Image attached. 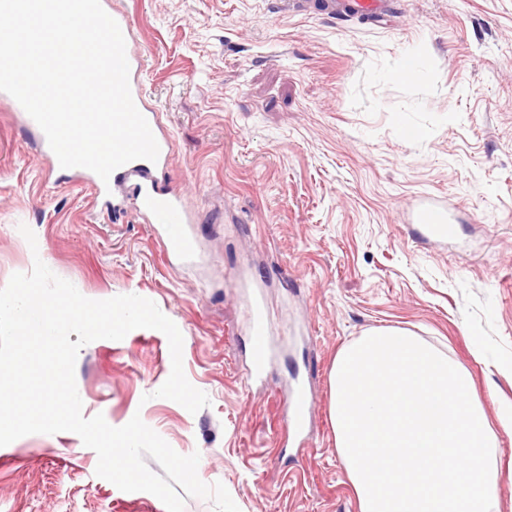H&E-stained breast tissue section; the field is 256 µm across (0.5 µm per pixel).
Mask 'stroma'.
<instances>
[{
  "mask_svg": "<svg viewBox=\"0 0 512 512\" xmlns=\"http://www.w3.org/2000/svg\"><path fill=\"white\" fill-rule=\"evenodd\" d=\"M132 19L148 104L171 147L205 254L167 252L146 218L91 186L48 182L0 101V288L41 259L84 296L152 300L183 336L189 413L156 397L166 336L136 329L81 348L84 417L141 416L240 512H359L329 416L338 350L380 326L413 330L467 368L488 418L512 403V0H390L388 17L288 12L282 0H109ZM424 58L413 81L392 76ZM428 136L405 137L403 126ZM437 199L453 238L419 237L410 209ZM30 227L29 247L18 230ZM261 280L282 338L248 385L247 290ZM306 385L303 435L285 428L286 384ZM72 432L0 447V512H166L95 474Z\"/></svg>",
  "mask_w": 512,
  "mask_h": 512,
  "instance_id": "obj_1",
  "label": "stroma"
}]
</instances>
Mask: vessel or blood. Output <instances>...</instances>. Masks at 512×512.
<instances>
[{"mask_svg":"<svg viewBox=\"0 0 512 512\" xmlns=\"http://www.w3.org/2000/svg\"><path fill=\"white\" fill-rule=\"evenodd\" d=\"M329 11L349 9L373 17L383 16L387 4L385 0H329ZM130 66V88L133 100L157 136L161 153H168L169 141L162 137L157 112L147 107L144 101L142 82L143 64L136 54L127 56ZM155 163L145 159L131 161L113 171L109 180H101L94 172L77 167L74 175L95 187L98 194H107L109 187H127V199L132 208L150 218L159 231L168 251L183 259L191 258L199 249L197 242L186 231L187 211L180 195L158 186L153 178ZM416 222L421 234L428 238L452 237L455 232L452 216L443 207L435 204L422 206L416 214ZM250 337L252 340V376H260L271 366L270 343L272 330L259 302H251L248 307ZM290 422L295 433H302L309 410L305 386L301 380L291 385Z\"/></svg>","mask_w":512,"mask_h":512,"instance_id":"1","label":"vessel or blood"}]
</instances>
